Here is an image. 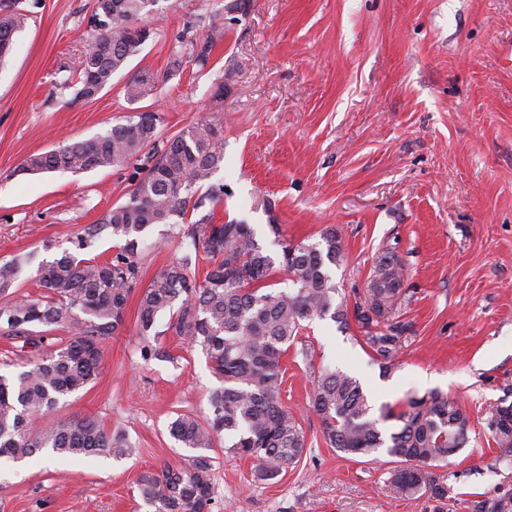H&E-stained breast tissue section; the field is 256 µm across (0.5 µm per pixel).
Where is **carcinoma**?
<instances>
[{
	"instance_id": "cac0c4a2",
	"label": "carcinoma",
	"mask_w": 512,
	"mask_h": 512,
	"mask_svg": "<svg viewBox=\"0 0 512 512\" xmlns=\"http://www.w3.org/2000/svg\"><path fill=\"white\" fill-rule=\"evenodd\" d=\"M162 0H96L89 49L76 69L75 98L91 100L112 82L113 75L138 56L152 31L148 18ZM28 20L24 10L10 4L0 8V60L8 54L14 35ZM138 26L134 38L130 27ZM214 39L180 35L172 47L171 72L183 58L207 62ZM154 75L143 70L125 85V96L138 103L153 95ZM152 112L124 116L106 133L69 142L32 155L21 170L39 174L124 167L144 149L153 150L154 163L142 175L132 173L135 187L129 200L112 208L102 223L76 237L75 250H64L29 271L33 256L16 255L0 264V335L6 338L57 331L68 337L49 353L15 375L0 373V461L19 462L43 450L62 457L96 455L123 458L133 453L128 436L112 432L92 416L58 419L60 401L86 389L98 376L101 340L122 325L135 288L148 229L170 224L188 211L216 205L224 185L211 182L224 163V126L212 116L180 135L159 143ZM214 210L200 215L181 241L182 255L160 270L141 294L136 325L140 336L158 335V317L168 312L167 330L198 346L209 358L222 385L208 396L209 414L179 413L169 434L184 448L196 451L185 465L145 471L136 481L140 499L155 512H213L214 458L207 451L224 437V451L257 463L260 481L280 477L306 452L307 441L296 416L281 403L282 362L290 349L309 359V347L299 336L307 323L330 319L343 327L358 323L365 345L387 374L396 365L411 324L403 319L406 306L405 270L393 250L380 254L366 288L354 303L339 295L329 265L341 257L338 230L327 227L317 243L282 244L280 267L290 285L269 284L274 260L258 244L250 225L213 223ZM104 229L121 244L110 258H81ZM207 266L199 269V261ZM203 278L197 279L198 271ZM29 274L42 293L16 296L15 288ZM310 409L321 419L325 443L350 456L369 457L381 450L396 459L391 484L405 497H426L434 512L448 500V475L435 471L438 463L467 444L469 416L440 392L411 397L400 410L372 405L354 377L321 368L314 376ZM34 418L42 420L31 428ZM398 423L384 439L379 419ZM486 427L497 447L512 454V402L503 398L486 409ZM472 512H512L507 500L472 502Z\"/></svg>"
}]
</instances>
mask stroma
I'll return each mask as SVG.
<instances>
[{"mask_svg": "<svg viewBox=\"0 0 512 512\" xmlns=\"http://www.w3.org/2000/svg\"><path fill=\"white\" fill-rule=\"evenodd\" d=\"M226 0H177L152 15L153 37L94 99L56 82L92 37L94 0H21L29 11L0 66V263L19 253L52 259L81 230L125 203L128 166L25 174L28 156L108 131L132 112L123 88L139 71L157 80L139 107L159 118L161 140L220 111L224 162L212 180L226 194L214 221L250 224L280 259L278 237L313 243L337 228L331 269L340 292L365 288L384 248H396L411 301L410 337L381 375L357 325L314 320L312 358H288L281 401L297 414L307 448L277 480L215 447L214 512H432L390 483L386 453L352 458L323 441L309 410L320 368L359 379L374 407H401L432 391L469 416L465 448L443 462L444 512L512 498V456L502 457L485 409L512 387V0H251L224 22ZM216 35L206 64L171 73V47L187 33ZM227 84L223 102L213 92ZM282 227L274 236L270 225ZM188 224H156L139 260L123 326L103 339L94 384L62 401L59 417L92 415L126 432L135 451L115 459L42 452L0 466V512H151L138 476L187 454L169 435L176 414L206 416L218 380L200 348L167 333L142 339L136 313L151 278L181 255Z\"/></svg>", "mask_w": 512, "mask_h": 512, "instance_id": "1", "label": "stroma"}]
</instances>
